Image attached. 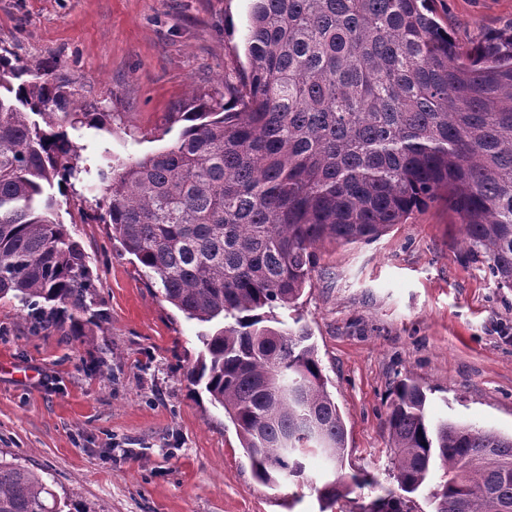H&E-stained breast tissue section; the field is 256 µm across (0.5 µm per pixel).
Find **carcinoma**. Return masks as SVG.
Returning <instances> with one entry per match:
<instances>
[{
	"label": "carcinoma",
	"instance_id": "1",
	"mask_svg": "<svg viewBox=\"0 0 512 512\" xmlns=\"http://www.w3.org/2000/svg\"><path fill=\"white\" fill-rule=\"evenodd\" d=\"M433 0H253L250 68L235 103L184 113L171 145L97 169L112 239L164 299L209 325L188 374L234 424L255 478L301 487L309 458L348 482L346 429L305 326L279 327L311 283L318 245L371 243L446 197L472 258L512 288V30L461 51ZM38 115L42 122L30 118ZM101 130L104 113L56 68L0 52V299L37 336L97 317L81 244L49 192L78 173L71 142L44 127ZM397 382L387 414L401 494L438 478L435 512H512V435L432 420ZM0 512H63L43 478L0 451Z\"/></svg>",
	"mask_w": 512,
	"mask_h": 512
}]
</instances>
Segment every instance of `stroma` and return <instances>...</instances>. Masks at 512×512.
<instances>
[{"label":"stroma","mask_w":512,"mask_h":512,"mask_svg":"<svg viewBox=\"0 0 512 512\" xmlns=\"http://www.w3.org/2000/svg\"><path fill=\"white\" fill-rule=\"evenodd\" d=\"M251 0H0V47L61 73L105 112L69 130L87 172L54 187L82 245L98 318L31 335L26 308L0 300V450L15 454L71 512H321L314 489L259 483L223 408L187 373L205 327L163 300L92 216L113 163L174 143L183 113L232 103L245 72ZM463 47L512 27V0H435ZM293 307L346 426L345 472L363 471L328 512H380L399 487L389 393L419 384L432 417L512 433V289L466 253L445 202L369 245L324 242Z\"/></svg>","instance_id":"stroma-1"}]
</instances>
